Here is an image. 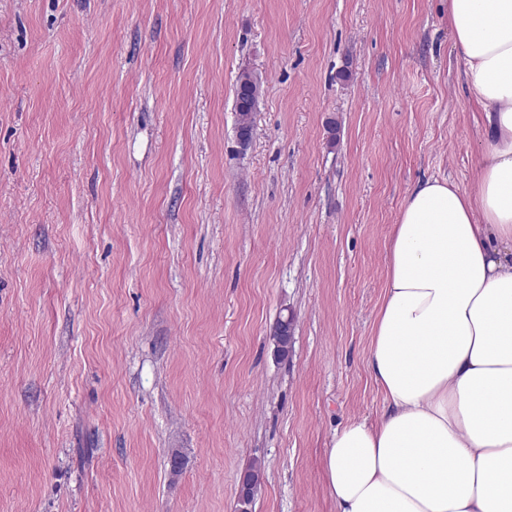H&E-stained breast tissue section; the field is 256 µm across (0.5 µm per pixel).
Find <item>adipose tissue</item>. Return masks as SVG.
Instances as JSON below:
<instances>
[{
	"label": "adipose tissue",
	"mask_w": 512,
	"mask_h": 512,
	"mask_svg": "<svg viewBox=\"0 0 512 512\" xmlns=\"http://www.w3.org/2000/svg\"><path fill=\"white\" fill-rule=\"evenodd\" d=\"M448 25L479 177L419 183L393 227L368 354L385 407L331 440L335 512H512V0H448Z\"/></svg>",
	"instance_id": "ef3b65f1"
}]
</instances>
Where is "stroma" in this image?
Masks as SVG:
<instances>
[{"label": "stroma", "instance_id": "obj_1", "mask_svg": "<svg viewBox=\"0 0 512 512\" xmlns=\"http://www.w3.org/2000/svg\"><path fill=\"white\" fill-rule=\"evenodd\" d=\"M463 69L448 0H0V512H237L257 459L252 512H335L392 228L477 183ZM245 72L246 71L240 73L235 87V112L237 114V126L240 122L247 123L249 121L250 112H255L262 91V82L260 79V94L257 97L247 95L244 83L240 85V81L245 77Z\"/></svg>", "mask_w": 512, "mask_h": 512}]
</instances>
